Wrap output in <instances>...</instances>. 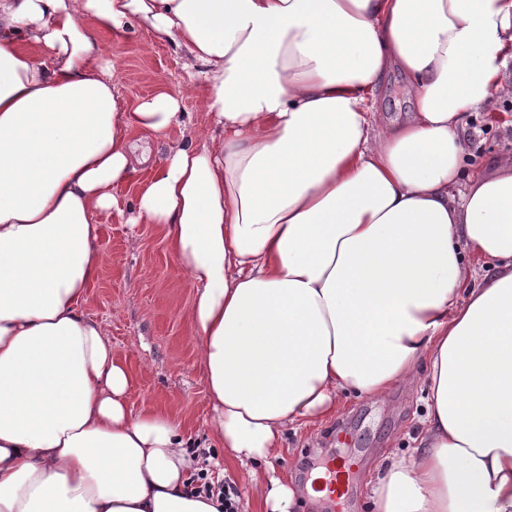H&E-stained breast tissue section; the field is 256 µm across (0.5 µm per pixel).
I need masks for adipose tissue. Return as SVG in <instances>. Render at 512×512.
Instances as JSON below:
<instances>
[{"instance_id":"1","label":"adipose tissue","mask_w":512,"mask_h":512,"mask_svg":"<svg viewBox=\"0 0 512 512\" xmlns=\"http://www.w3.org/2000/svg\"><path fill=\"white\" fill-rule=\"evenodd\" d=\"M140 28L191 84L121 98L99 34ZM511 62L512 0H0V512H224L84 310L108 210L159 225L191 283L213 437L267 512L303 498L268 470L290 425L420 381L374 512H512V153L465 170L461 129ZM404 79L398 70L391 71L380 84L377 91V107L388 116L395 115L394 112H409L407 104L400 96V86ZM190 112L188 118H186V123L182 126L181 131L177 129L174 131L173 135L177 138H182L185 141L197 143L196 139V128L199 123L205 120V116L203 110L201 109L200 101L198 95L193 98H186L184 100V111Z\"/></svg>"}]
</instances>
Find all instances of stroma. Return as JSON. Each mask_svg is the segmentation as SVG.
Returning a JSON list of instances; mask_svg holds the SVG:
<instances>
[{"label":"stroma","mask_w":512,"mask_h":512,"mask_svg":"<svg viewBox=\"0 0 512 512\" xmlns=\"http://www.w3.org/2000/svg\"><path fill=\"white\" fill-rule=\"evenodd\" d=\"M102 40L109 45L123 100L148 96L162 83L176 91L188 81L173 47L149 31L120 44L107 33ZM463 134L471 143V165L495 174L496 158L512 151V94L499 93L491 108L467 113ZM99 230L103 270L88 289L84 310L106 325L114 355L133 375L130 408L171 414L191 447L211 445L212 414L186 311L192 286L158 225L133 227L106 213L99 218ZM425 412L426 394L417 384L397 386L382 401H346L336 419L290 427L279 457L271 462L273 474L301 487L331 458H344L351 464L344 512H372L367 486L372 471L388 450L413 448Z\"/></svg>","instance_id":"35a3bbf8"}]
</instances>
